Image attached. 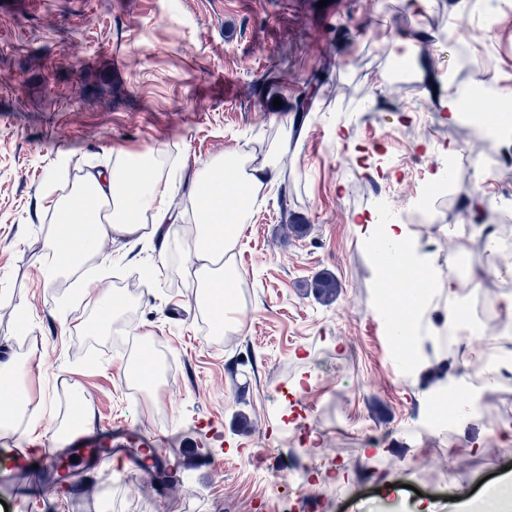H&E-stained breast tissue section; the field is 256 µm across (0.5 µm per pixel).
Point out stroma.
Here are the masks:
<instances>
[{
	"mask_svg": "<svg viewBox=\"0 0 512 512\" xmlns=\"http://www.w3.org/2000/svg\"><path fill=\"white\" fill-rule=\"evenodd\" d=\"M475 8L474 0L454 8L448 0H181L173 15L168 0H0V356L20 362L34 405L57 422L71 424L86 399L93 427L154 426L218 462L139 478L117 459H81L61 488L49 476L38 485L0 478V512H252L273 459L284 476L329 470L316 478L318 500L293 502L291 512L411 507V486L442 472L469 473L476 500L512 486V454L489 440L497 411L432 440L419 431L432 392L458 400L450 384L477 347L466 339L423 348L414 383L399 384L376 286L406 283L381 282L377 254L358 232L386 190L404 199L429 190L404 179L387 154L427 174L435 141L453 147L465 170L472 155L498 153L444 120L449 91L486 75L512 91V12L494 47L478 25L469 29L470 53L489 58L490 70L456 63L448 19ZM399 37L419 56L394 94ZM274 144L288 172L259 194L234 253L238 328L213 334L180 238L161 275L132 289L128 278L157 263L160 244L110 234L112 272L102 286L121 305L94 334L100 309L78 300L76 277L47 281L39 257L59 221L52 200L112 167L118 152L159 154L170 204L189 224L193 171L224 155L259 159ZM483 187L512 237V200L500 195L512 191V168L485 175ZM472 195L463 182L448 195L447 219L434 227L444 249L433 262L447 270L468 254L495 286L437 291L432 311L453 299L476 321L481 303L512 286V254L475 247L482 227L466 205ZM326 276L337 284L329 296L314 286ZM132 325L141 356L175 360L170 389L151 400L159 422L121 379Z\"/></svg>",
	"mask_w": 512,
	"mask_h": 512,
	"instance_id": "stroma-1",
	"label": "stroma"
}]
</instances>
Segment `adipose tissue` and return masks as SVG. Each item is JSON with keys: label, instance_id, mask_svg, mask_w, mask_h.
Masks as SVG:
<instances>
[{"label": "adipose tissue", "instance_id": "ef3b65f1", "mask_svg": "<svg viewBox=\"0 0 512 512\" xmlns=\"http://www.w3.org/2000/svg\"><path fill=\"white\" fill-rule=\"evenodd\" d=\"M277 150H270L258 163L248 164L227 156L208 171L195 174L191 193L197 221L196 234L185 243V250L196 263L195 275L202 288L196 301L207 308L216 334L230 326L236 300L231 286L236 278L233 252L239 230L248 223L257 190L274 184L278 178ZM88 190L112 210L106 220L87 215L83 223L63 218L57 230L45 239L40 263L49 275L76 270L92 257L100 256L110 231L144 234L168 246L180 234L181 214L167 201V186L152 154L141 155L136 164L116 163L110 174L88 175ZM383 239L401 249L395 265L383 266V275L402 274L416 279L419 296H426L432 285L446 286L443 270L435 267L429 254L415 242L405 224H368L362 227L360 241L369 244ZM0 382L15 390L9 404L0 406V428L19 429L28 414L30 400L20 383L19 364L14 358L0 360Z\"/></svg>", "mask_w": 512, "mask_h": 512}]
</instances>
